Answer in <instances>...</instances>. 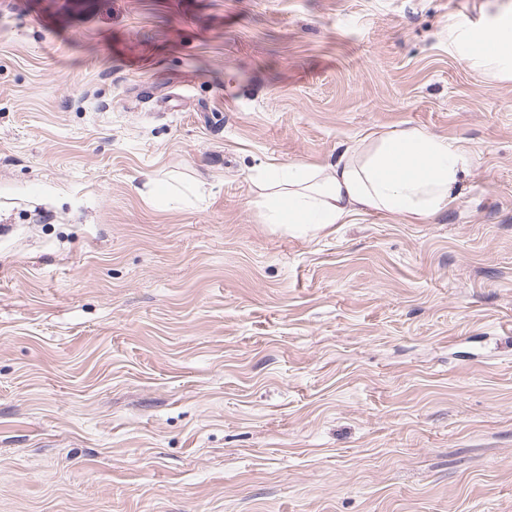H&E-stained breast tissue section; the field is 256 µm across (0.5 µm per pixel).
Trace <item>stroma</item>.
I'll use <instances>...</instances> for the list:
<instances>
[{"label":"stroma","instance_id":"35a3bbf8","mask_svg":"<svg viewBox=\"0 0 512 512\" xmlns=\"http://www.w3.org/2000/svg\"><path fill=\"white\" fill-rule=\"evenodd\" d=\"M510 13L0 0V512H512V80L448 43ZM410 126L448 207L268 223L254 175Z\"/></svg>","mask_w":512,"mask_h":512}]
</instances>
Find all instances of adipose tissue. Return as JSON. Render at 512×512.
Returning <instances> with one entry per match:
<instances>
[{"label": "adipose tissue", "mask_w": 512, "mask_h": 512, "mask_svg": "<svg viewBox=\"0 0 512 512\" xmlns=\"http://www.w3.org/2000/svg\"><path fill=\"white\" fill-rule=\"evenodd\" d=\"M448 39L477 76L512 79V17L474 31L454 21ZM464 152L426 129L407 127L346 143L334 164L296 163L258 178L269 223L318 232L366 215L416 224L453 200Z\"/></svg>", "instance_id": "1"}]
</instances>
